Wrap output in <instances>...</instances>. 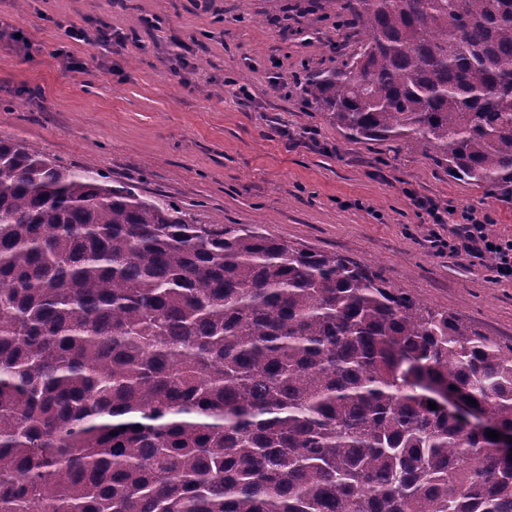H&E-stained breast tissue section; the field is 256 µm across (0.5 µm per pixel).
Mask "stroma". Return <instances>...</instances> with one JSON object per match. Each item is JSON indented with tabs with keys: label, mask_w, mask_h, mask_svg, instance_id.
Returning <instances> with one entry per match:
<instances>
[{
	"label": "stroma",
	"mask_w": 512,
	"mask_h": 512,
	"mask_svg": "<svg viewBox=\"0 0 512 512\" xmlns=\"http://www.w3.org/2000/svg\"><path fill=\"white\" fill-rule=\"evenodd\" d=\"M101 21L126 44L77 43L63 30ZM335 44L355 39L322 0H0V139L171 200L198 223L257 225L369 264L511 344L512 284L485 262L435 255L411 198L447 204L457 223L475 213L509 238L512 205L403 142L347 139L306 103L309 78L343 62Z\"/></svg>",
	"instance_id": "stroma-1"
}]
</instances>
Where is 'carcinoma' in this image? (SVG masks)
Instances as JSON below:
<instances>
[{
	"instance_id": "1",
	"label": "carcinoma",
	"mask_w": 512,
	"mask_h": 512,
	"mask_svg": "<svg viewBox=\"0 0 512 512\" xmlns=\"http://www.w3.org/2000/svg\"><path fill=\"white\" fill-rule=\"evenodd\" d=\"M304 88L512 205V0H351ZM512 344L336 253L0 140V512H512Z\"/></svg>"
}]
</instances>
